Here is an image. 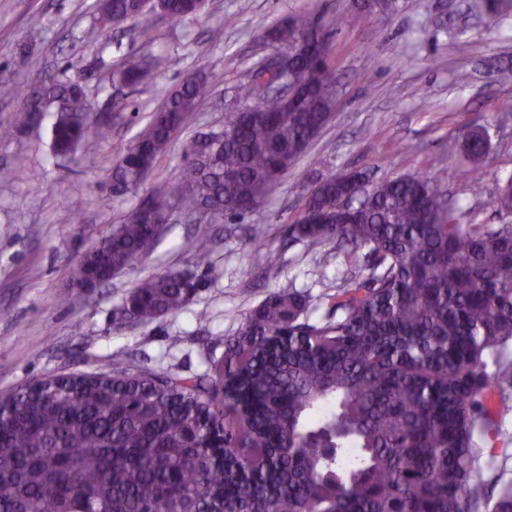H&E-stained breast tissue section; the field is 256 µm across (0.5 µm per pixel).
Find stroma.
<instances>
[{
    "instance_id": "obj_1",
    "label": "stroma",
    "mask_w": 512,
    "mask_h": 512,
    "mask_svg": "<svg viewBox=\"0 0 512 512\" xmlns=\"http://www.w3.org/2000/svg\"><path fill=\"white\" fill-rule=\"evenodd\" d=\"M363 0H205L193 15L156 21L151 44L140 23L100 27L94 0H0V125L25 93L55 78L81 84L92 105L111 113L104 140L85 144L77 160L54 158L49 121L0 139V395L51 375L108 370L122 357L138 368L180 378L204 377L246 317L283 289L301 293L304 314L324 318L336 299V279H363L331 243L313 244L290 232L301 199L317 182L358 169L371 183L402 175L428 176L477 223L504 224L496 198L512 179V16L481 13L477 0H394L356 16ZM309 13L330 33L328 67L336 102L331 122L264 202L237 224L200 227L174 214L160 244L134 270L102 288H75L71 270L87 250L130 213L141 197L170 187L184 163V143L217 129L238 103L251 67L273 51L262 33L287 17ZM40 28L29 25L32 15ZM170 58L135 91L121 95L106 80L114 62L144 48ZM84 68L70 69L73 56ZM221 74L208 86L196 119L155 162L138 193L112 191V160L142 132L152 110L190 75ZM485 132L480 160L465 142ZM478 169L472 192L466 173ZM211 238L205 263L189 243L199 229ZM263 235L266 251L251 248ZM278 256L268 263L267 252ZM190 271L199 285L182 310L131 322L122 308L139 278Z\"/></svg>"
}]
</instances>
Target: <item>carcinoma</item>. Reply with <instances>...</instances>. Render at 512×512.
<instances>
[{
    "label": "carcinoma",
    "instance_id": "carcinoma-1",
    "mask_svg": "<svg viewBox=\"0 0 512 512\" xmlns=\"http://www.w3.org/2000/svg\"><path fill=\"white\" fill-rule=\"evenodd\" d=\"M97 20H177L201 0H96ZM279 46L329 42L309 14L265 35ZM168 58L150 51L112 69L134 90ZM310 88L288 108L279 96L224 113L216 141L189 139L174 187L143 198L93 245L71 281L88 288L131 270L158 240L163 211L235 222L255 210L328 122L334 88L323 48L297 56ZM185 78L112 164V189L138 190L144 175L196 112L209 80ZM51 116L50 150L73 159L104 136L106 121L81 85L52 81L31 94L8 135ZM473 134L468 155L485 153ZM332 178L305 196L291 233L334 242L368 276L346 278L333 311L300 319L305 300L282 290L249 315L214 364L218 382L133 369L72 373L28 384L0 405V512H512V480L496 471L512 435V224L462 221L423 175L375 185L348 199L344 223ZM367 253H362V250ZM189 302L175 273L138 280L127 303L142 319ZM498 396L495 405L491 395Z\"/></svg>",
    "mask_w": 512,
    "mask_h": 512
}]
</instances>
